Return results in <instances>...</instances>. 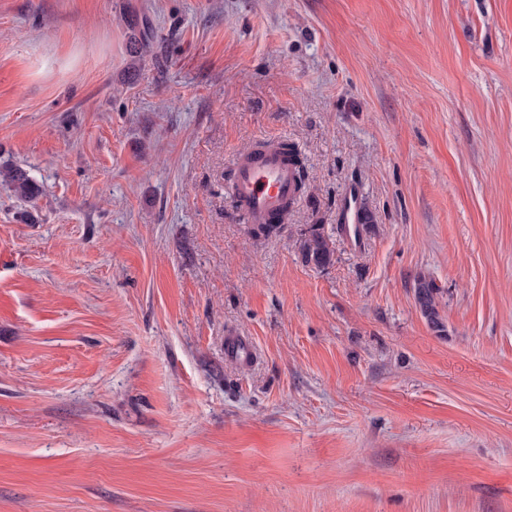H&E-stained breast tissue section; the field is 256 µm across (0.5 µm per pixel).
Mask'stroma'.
Wrapping results in <instances>:
<instances>
[{
	"label": "stroma",
	"mask_w": 512,
	"mask_h": 512,
	"mask_svg": "<svg viewBox=\"0 0 512 512\" xmlns=\"http://www.w3.org/2000/svg\"><path fill=\"white\" fill-rule=\"evenodd\" d=\"M270 139L305 191L265 238ZM7 164L44 193L0 184V512H512V0H0ZM133 33L129 36V52L132 58L142 60L145 56L152 54L157 56L154 51L155 45H159L162 38L159 36L151 25L150 21L145 18L142 30H139V36L135 33V26H131ZM297 191L304 184L303 169L294 160L290 149L272 142L255 152L238 154L234 163V197L245 224H259L256 235L268 237L279 232L284 224H269L282 217L288 203H294ZM0 176L14 195L24 202L34 203L43 194L42 185L20 166L3 167ZM311 228L313 229L308 231V235L304 234V238L300 242L302 260L308 265L324 267L332 261L333 250L316 224H313ZM440 288L433 280H427L426 277H419L415 283L416 300L423 314L433 323H436L438 311L436 306V296Z\"/></svg>",
	"instance_id": "35a3bbf8"
}]
</instances>
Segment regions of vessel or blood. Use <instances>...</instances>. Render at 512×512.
Returning <instances> with one entry per match:
<instances>
[{
  "mask_svg": "<svg viewBox=\"0 0 512 512\" xmlns=\"http://www.w3.org/2000/svg\"><path fill=\"white\" fill-rule=\"evenodd\" d=\"M234 197L246 223L267 224L282 217L296 194L292 163L276 143L238 154L234 163Z\"/></svg>",
  "mask_w": 512,
  "mask_h": 512,
  "instance_id": "1",
  "label": "vessel or blood"
}]
</instances>
